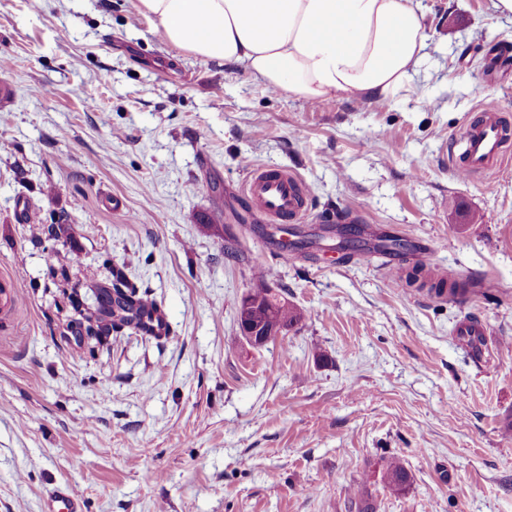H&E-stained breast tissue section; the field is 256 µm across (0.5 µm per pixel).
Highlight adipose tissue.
<instances>
[{
    "instance_id": "1",
    "label": "adipose tissue",
    "mask_w": 512,
    "mask_h": 512,
    "mask_svg": "<svg viewBox=\"0 0 512 512\" xmlns=\"http://www.w3.org/2000/svg\"><path fill=\"white\" fill-rule=\"evenodd\" d=\"M169 44L310 103L385 98L428 35L418 0H137Z\"/></svg>"
}]
</instances>
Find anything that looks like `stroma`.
I'll use <instances>...</instances> for the list:
<instances>
[{
	"label": "stroma",
	"instance_id": "1",
	"mask_svg": "<svg viewBox=\"0 0 512 512\" xmlns=\"http://www.w3.org/2000/svg\"><path fill=\"white\" fill-rule=\"evenodd\" d=\"M420 6L426 58L402 89L311 104L172 47L130 0H0V275L18 291L0 512H42L61 485L84 512H348L358 492L375 512H512V163L454 169L476 86L512 123V15ZM252 166L308 190L287 254L240 192ZM33 210L67 216L58 238L36 241ZM380 234L482 288L394 287ZM260 260L304 318L255 348L238 313ZM116 268L168 335L73 350L64 289ZM383 477L387 485L394 491H403L410 482L408 471L397 458L385 461Z\"/></svg>",
	"mask_w": 512,
	"mask_h": 512
}]
</instances>
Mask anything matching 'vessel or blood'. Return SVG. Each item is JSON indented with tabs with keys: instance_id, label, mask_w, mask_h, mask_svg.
<instances>
[{
	"instance_id": "1",
	"label": "vessel or blood",
	"mask_w": 512,
	"mask_h": 512,
	"mask_svg": "<svg viewBox=\"0 0 512 512\" xmlns=\"http://www.w3.org/2000/svg\"><path fill=\"white\" fill-rule=\"evenodd\" d=\"M480 110V118L470 121L462 134L464 151L456 171L463 177L502 165L507 157L505 138L512 135V130L500 119L504 110L501 101L484 97ZM245 191L253 211L269 223L295 224L306 213L307 190L294 174L267 166L251 168ZM43 512H82V506L73 492L59 488L49 494Z\"/></svg>"
}]
</instances>
